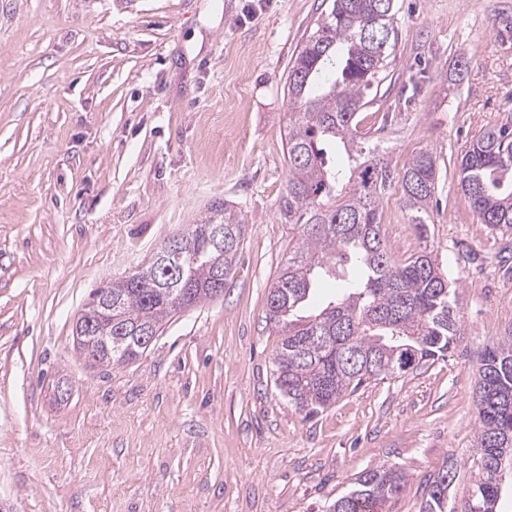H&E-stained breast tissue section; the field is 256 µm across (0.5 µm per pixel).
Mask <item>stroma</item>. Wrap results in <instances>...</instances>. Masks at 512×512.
<instances>
[{
  "label": "stroma",
  "instance_id": "stroma-1",
  "mask_svg": "<svg viewBox=\"0 0 512 512\" xmlns=\"http://www.w3.org/2000/svg\"><path fill=\"white\" fill-rule=\"evenodd\" d=\"M325 0H0V507L5 512H325L357 474H406L383 512L478 465L476 358L512 328V234L480 223L459 159L512 120V0H397L387 160L439 159L428 240L400 183L380 201L398 261L430 246L457 282L445 359L307 419L274 386L268 288L295 235L288 62ZM468 63L455 75L459 54ZM246 231L223 297L177 313L138 360L87 367L74 321L211 204Z\"/></svg>",
  "mask_w": 512,
  "mask_h": 512
}]
</instances>
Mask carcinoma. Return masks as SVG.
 I'll use <instances>...</instances> for the list:
<instances>
[{"instance_id":"obj_1","label":"carcinoma","mask_w":512,"mask_h":512,"mask_svg":"<svg viewBox=\"0 0 512 512\" xmlns=\"http://www.w3.org/2000/svg\"><path fill=\"white\" fill-rule=\"evenodd\" d=\"M395 0H332L288 63V187L279 202L284 224L298 238L267 294L268 319L280 333L274 383L295 410L311 419L370 380L401 376L446 358L462 337L456 285L424 248L393 261L381 234L379 203L401 181L408 223L428 231L439 179L437 156L419 150L400 171L387 152L359 129L371 92L389 73L398 33ZM326 143L342 145L356 182L340 189L343 170L327 164ZM458 185L480 223L512 231V125L491 126L460 158ZM224 227V244L213 229ZM245 232L241 212L214 203L192 225L175 276L152 263L89 295L80 317L100 312L99 295L112 289V328L137 326L156 334L178 312L213 297L216 268L229 275ZM340 287L335 300L312 319L296 315L319 279ZM79 346L100 366L128 364L147 350L130 336L99 332ZM474 403L480 466L469 496L448 505L457 478L444 464L419 512H499L504 452L512 453V331L478 355ZM405 474L395 463L366 469L326 512H381L398 495Z\"/></svg>"}]
</instances>
